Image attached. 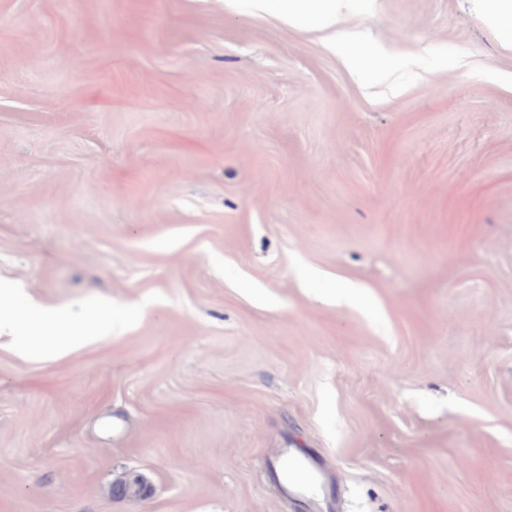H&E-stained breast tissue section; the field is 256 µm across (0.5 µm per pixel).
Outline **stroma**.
Here are the masks:
<instances>
[{
    "mask_svg": "<svg viewBox=\"0 0 512 512\" xmlns=\"http://www.w3.org/2000/svg\"><path fill=\"white\" fill-rule=\"evenodd\" d=\"M353 75L250 0H0V512H512V37L348 0ZM140 481L144 495L122 497ZM4 293L0 294V334L6 330H14L20 321H24L28 336H23L25 348L39 344L47 337L56 340L62 348H73L91 340L112 336L115 323L112 320V304L98 306L85 323L72 320L62 310H46L33 305L24 314L9 312L10 307L4 306ZM276 464L277 468L273 466V471L276 474L283 497L291 499L295 495L300 494L298 483L293 477L300 466L293 456L292 451L289 448L278 449L276 452ZM281 475L283 480L280 479Z\"/></svg>",
    "mask_w": 512,
    "mask_h": 512,
    "instance_id": "obj_1",
    "label": "stroma"
}]
</instances>
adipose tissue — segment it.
<instances>
[{"label": "adipose tissue", "instance_id": "adipose-tissue-1", "mask_svg": "<svg viewBox=\"0 0 512 512\" xmlns=\"http://www.w3.org/2000/svg\"><path fill=\"white\" fill-rule=\"evenodd\" d=\"M255 11H273L275 16L288 25L309 23L323 34L322 44L328 51L342 55L351 72H358V58L351 51L354 44L350 33L337 27L342 0H252ZM25 324L28 334L26 346L39 344L45 338H54L58 346L73 348L89 341L111 336L115 330L111 304L98 306L85 322L73 321L62 310H46L33 306L27 312H10L0 304V333Z\"/></svg>", "mask_w": 512, "mask_h": 512}]
</instances>
